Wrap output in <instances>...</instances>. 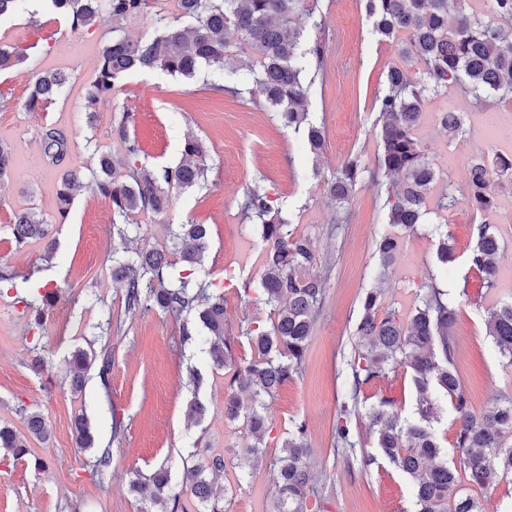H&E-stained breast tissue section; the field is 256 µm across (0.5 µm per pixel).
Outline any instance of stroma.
<instances>
[{
  "mask_svg": "<svg viewBox=\"0 0 512 512\" xmlns=\"http://www.w3.org/2000/svg\"><path fill=\"white\" fill-rule=\"evenodd\" d=\"M319 5L326 75L308 90L309 119L325 135L317 164L303 135L285 127L276 112L249 93L203 92L198 83L157 72L126 77L112 98L99 104L95 122H88L85 90L94 78L98 52L112 36L111 18L101 16L93 28L76 33L64 20L46 15L32 25L25 9L0 19V42L38 46L0 74V140L11 145L15 159L13 169L0 178V269L59 290L37 333L14 290L0 284V425L24 430L23 410L36 408L47 426L45 439H30L25 459L0 462V512H144V501L131 490L133 481L163 464L172 488L181 491L184 463L220 454L230 464L253 442L241 422L225 419L230 389L224 374L213 370L203 339L182 342V316L126 310L121 283L107 259L113 237L108 199L91 189L77 192L67 221L53 229V253H46L41 242L16 248V212L32 208L50 219L56 214L59 172L40 149V133L48 125L70 136L68 163L74 167L93 166L96 148L122 155L115 123L125 112L130 137L143 147L140 163H178L190 134L206 143V185L171 189L164 213L139 214L140 236L132 245L165 252L169 225L209 226L211 248L196 275L224 285V333L238 337L236 356L250 355L239 338L242 325L269 321L268 307L243 292L245 284H258L266 247L260 225L240 213L247 192L264 190L282 216L313 242V272L325 282L324 304L300 373L268 401L269 432L252 477L236 483L229 468L217 478L226 490V512H274L277 487L270 463L300 421L307 425L308 465L321 480L320 512H413L411 481L382 456L367 417L368 409L384 399L393 400L403 416L413 415L416 394L409 373L363 387L350 416L358 441L354 459L334 446L350 392L347 363L360 347L357 325L366 291H381L386 308L405 320L421 289L432 283L448 289L461 303L453 329L455 363L473 411L512 396V366L486 326L489 310L512 298V179L493 186L496 206L490 222L500 237V278L493 289L485 288L481 274L469 267L471 228L481 216L467 196L469 161L492 159L512 145L500 136L512 127V99L478 105L453 87L429 96L417 136L455 197L454 205L440 213L454 260L440 261L438 239L424 224L403 237L387 277L376 278L377 240L387 227L388 179H364L341 211L331 204L324 183L350 159L375 168L381 152L377 97L387 72L397 64L415 77L421 67L402 57L401 43L371 35L360 0H319ZM55 69L70 76L65 93L43 111H26L35 75ZM449 111L464 120L463 133L454 139L439 123L440 114ZM490 121L499 134L484 132ZM78 348L111 352L109 384H102L93 367L82 390L72 391L66 360ZM192 367L207 378L201 389L187 383ZM195 400L207 408L198 424L188 417ZM80 414L95 438L89 450L74 440L72 422ZM116 420L122 423L117 433L112 430ZM106 449L112 452L111 463L96 471L95 460ZM367 455L374 462L360 469L358 459Z\"/></svg>",
  "mask_w": 512,
  "mask_h": 512,
  "instance_id": "stroma-1",
  "label": "stroma"
}]
</instances>
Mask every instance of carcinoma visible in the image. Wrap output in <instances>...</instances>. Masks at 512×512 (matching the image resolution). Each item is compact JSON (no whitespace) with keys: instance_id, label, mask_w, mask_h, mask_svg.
I'll list each match as a JSON object with an SVG mask.
<instances>
[{"instance_id":"cac0c4a2","label":"carcinoma","mask_w":512,"mask_h":512,"mask_svg":"<svg viewBox=\"0 0 512 512\" xmlns=\"http://www.w3.org/2000/svg\"><path fill=\"white\" fill-rule=\"evenodd\" d=\"M41 2L74 32L96 25L102 13L112 18V39L101 48L95 77L85 90L88 120H93L96 106L134 71L198 79L204 91H226L227 34L232 30L258 56L260 69L246 67L252 78L249 93L278 113L284 125L303 129L312 154L318 157L323 152L324 134L308 123L307 100L308 83L320 74L326 53L320 38L307 42L310 30L318 26V0H176V13L172 15L156 8L159 0ZM488 3L487 11L476 12L470 9L469 0H364L371 34L389 43L407 34L408 44L402 54L423 67L418 79L409 78L399 66L388 70L387 90L379 97L382 152L377 170L369 172L352 159L326 182L327 195L341 210L349 204L364 174L373 180L381 174L398 177L387 190V218L392 231H383L378 240L383 276L399 251L400 235L417 231L432 213L431 191L437 172L415 136L427 92L432 87L446 90L453 86L478 102L512 98V0ZM147 14L153 17V35L147 39L129 37L122 22ZM34 48V44L24 48L0 45V72L13 69ZM67 83L68 77L61 71L39 73L25 101L26 110H43L64 92ZM439 120L448 136L462 132L459 114L445 112ZM128 123L129 114L125 113L117 125L124 154L114 157L101 151L96 168L88 172L66 165L71 145L64 130H42V154L60 169L57 220L65 223L73 204V189L84 177H90L94 190L112 203V224L118 241L112 243L107 260L112 262L113 273L122 279L126 310L156 309L178 315L197 312V322L181 324L182 341H192L205 330L210 337L214 369L224 371L229 386L248 392L250 408L246 413L236 395L224 399V417H244L247 431L255 440L237 458L236 477L241 480L252 474L259 460V445L268 429L266 400L299 374L320 313L325 285L321 277L310 272L316 261L313 243L280 216L267 194L254 189L247 195L241 212L262 224L266 249L258 290L271 310L270 325L249 323L241 330L251 358H237L235 340L224 335L221 286L193 277L210 248L207 225H176L171 236L174 254L179 256L175 262L155 250L132 252L126 244L138 214L162 213L169 206L170 189L191 188L205 181L207 147L201 139L189 136L179 163L147 167L137 163L142 149L128 136ZM470 167L474 172L468 179L469 202L484 219L472 227L474 246L469 265L482 274L487 287L494 288L500 240L486 215L494 207V180L512 177V156L497 154L490 162L478 158ZM49 226L50 222L36 211L18 213L12 227L15 246L22 248L46 239ZM431 233L442 238L440 260L451 261L448 225L434 224ZM56 298L54 290L32 299L17 296L33 328L43 326ZM361 308V348L352 364L351 394L358 398L364 386L400 369L410 373L416 392L415 416L402 417L395 403L384 399L372 409L370 426L385 458L412 479L416 512H485L466 486L487 489L512 476V444L505 442L512 433V398L495 402L479 415L471 409L455 368L453 328L460 308L456 296L429 285L427 291L416 295L414 311L406 322L384 307L381 293L375 290L362 296ZM487 326L495 347L512 366V300L490 310ZM68 363L75 390L82 388L84 374L93 363L98 365L102 383H109V351L97 356L76 349ZM442 396L450 400L456 413L455 444L459 454L452 464L435 432V423L441 420ZM25 427L35 438L46 435L39 412L26 415ZM74 429L77 447H94V436L84 417L75 418ZM306 431L305 422L296 423L283 441L282 455L270 463L278 488L276 512H311L312 504L317 502V478L306 462ZM351 436L348 419L339 420L336 447H354ZM0 448L15 460L29 452L26 436L5 425H0ZM224 468V458L214 456L205 465L185 469V483L203 506L201 512H224V507L211 501L213 481L206 476L209 472L216 478ZM169 483L168 469L161 466L150 476L149 484L136 482L132 490L137 494L149 492L153 512H186L180 494Z\"/></svg>"}]
</instances>
